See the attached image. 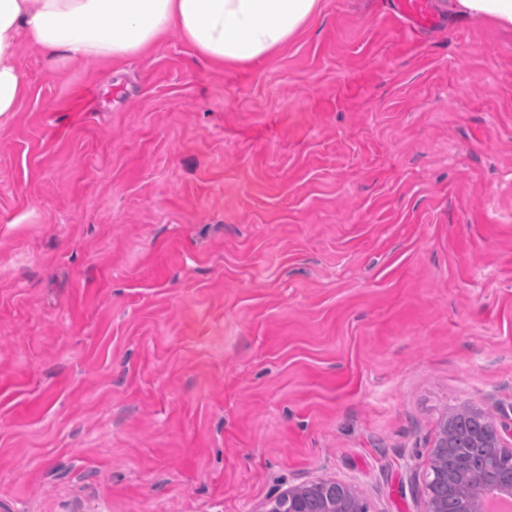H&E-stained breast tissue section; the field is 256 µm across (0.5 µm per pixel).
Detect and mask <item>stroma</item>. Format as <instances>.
I'll use <instances>...</instances> for the list:
<instances>
[{
    "instance_id": "stroma-1",
    "label": "stroma",
    "mask_w": 512,
    "mask_h": 512,
    "mask_svg": "<svg viewBox=\"0 0 512 512\" xmlns=\"http://www.w3.org/2000/svg\"><path fill=\"white\" fill-rule=\"evenodd\" d=\"M322 0L271 55L178 30L0 118V512H425L448 415L512 420V30ZM319 486L325 492L323 512H360L361 499L347 486L331 480H322ZM317 488L309 487L305 488H294L289 489L288 492L283 493L276 497L273 501L270 502V506L267 512H306L305 503L303 500L304 492H313ZM305 490V491H304ZM284 502L285 505L283 507H278L277 503Z\"/></svg>"
}]
</instances>
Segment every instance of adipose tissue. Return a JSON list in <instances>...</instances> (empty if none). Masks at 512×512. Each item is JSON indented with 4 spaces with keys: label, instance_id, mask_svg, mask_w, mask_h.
<instances>
[{
    "label": "adipose tissue",
    "instance_id": "obj_1",
    "mask_svg": "<svg viewBox=\"0 0 512 512\" xmlns=\"http://www.w3.org/2000/svg\"><path fill=\"white\" fill-rule=\"evenodd\" d=\"M321 11V0H0V117L19 111L27 81L18 41L51 61L132 59L169 28L211 62L264 57Z\"/></svg>",
    "mask_w": 512,
    "mask_h": 512
}]
</instances>
